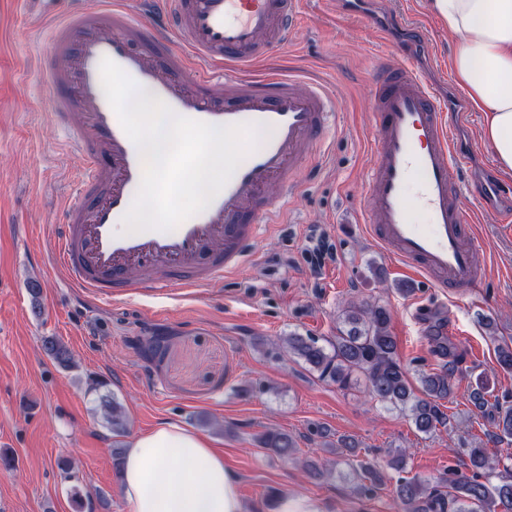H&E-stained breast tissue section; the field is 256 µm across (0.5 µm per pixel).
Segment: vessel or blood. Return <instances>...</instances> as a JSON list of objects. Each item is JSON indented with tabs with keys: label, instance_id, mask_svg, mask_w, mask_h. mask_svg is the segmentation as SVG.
<instances>
[{
	"label": "vessel or blood",
	"instance_id": "b4317fda",
	"mask_svg": "<svg viewBox=\"0 0 512 512\" xmlns=\"http://www.w3.org/2000/svg\"><path fill=\"white\" fill-rule=\"evenodd\" d=\"M47 18L44 70L51 115L84 158L79 195L63 206L49 248L73 287L99 300L139 294L153 301L223 281L246 257L261 226H274L302 163L322 145L333 99L317 81L268 73L242 76L288 46L301 0H22ZM177 115L213 126L262 125L254 151L202 212L170 231L122 230L144 162L108 102L103 59ZM372 153L363 221L370 237L436 288L481 284L465 174L468 153L455 122L393 49L373 79ZM278 185L282 195L268 194ZM424 213L427 224L416 221Z\"/></svg>",
	"mask_w": 512,
	"mask_h": 512
}]
</instances>
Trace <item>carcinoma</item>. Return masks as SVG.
Masks as SVG:
<instances>
[{"label": "carcinoma", "instance_id": "carcinoma-1", "mask_svg": "<svg viewBox=\"0 0 512 512\" xmlns=\"http://www.w3.org/2000/svg\"><path fill=\"white\" fill-rule=\"evenodd\" d=\"M339 333L323 345L317 336L293 333L282 339V347L302 360L319 378L343 390L352 388L364 377L372 395L407 413L416 429L429 434L448 426V415L440 401L453 393V368L446 366L423 373L419 378L422 396L415 394L409 374L397 358V341L390 331L391 312L385 305L350 306L339 316ZM42 349L47 358L64 368L71 367L67 347L53 336H46ZM106 419L112 431L125 429V414L117 400L105 401ZM498 439L512 438V405H498L496 424ZM261 446L278 457L290 458L296 450L294 439L284 432L269 430L259 438ZM464 455L475 478L451 482L444 495L429 484L401 477L397 480L396 498L403 512H512V481L492 483L496 464L483 448H467ZM358 489L374 493L383 478L369 463L352 467Z\"/></svg>", "mask_w": 512, "mask_h": 512}]
</instances>
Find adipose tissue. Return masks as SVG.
Here are the masks:
<instances>
[{"label":"adipose tissue","instance_id":"1","mask_svg":"<svg viewBox=\"0 0 512 512\" xmlns=\"http://www.w3.org/2000/svg\"><path fill=\"white\" fill-rule=\"evenodd\" d=\"M459 40L452 72L483 113L482 139L512 175V0H430ZM130 512H245L210 440L165 422L133 437L120 471Z\"/></svg>","mask_w":512,"mask_h":512}]
</instances>
